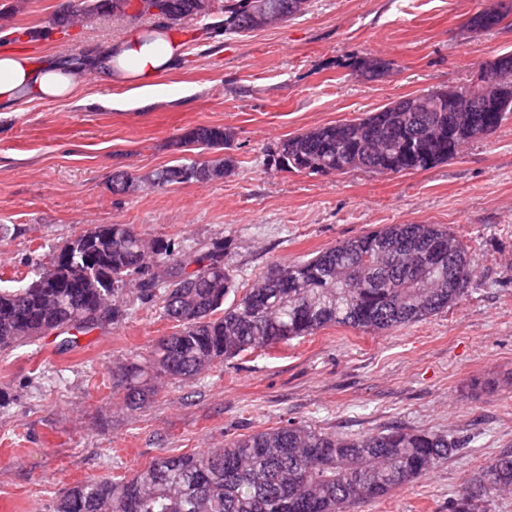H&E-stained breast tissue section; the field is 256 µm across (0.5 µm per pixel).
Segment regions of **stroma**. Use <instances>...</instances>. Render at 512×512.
<instances>
[{
	"mask_svg": "<svg viewBox=\"0 0 512 512\" xmlns=\"http://www.w3.org/2000/svg\"><path fill=\"white\" fill-rule=\"evenodd\" d=\"M66 0H0L12 11L0 48L35 62L78 55L148 28L105 17L53 29ZM479 0H311L308 10L245 35L182 25L183 53L158 82L178 99L108 109L110 90L87 75L82 98L0 114V285L35 278L56 247L100 224L186 246L232 242L228 263L246 288L274 262H291L385 224H438L472 254L459 301L428 319L374 335L331 326L249 352L192 381L158 380L127 409L115 365L148 355L171 333L153 306L121 327L54 337L0 354V512H51L73 485L128 477L161 455L223 447L290 420L340 436L393 425L464 441L457 455L353 512H448L489 457L512 451V118L494 137L426 170L372 174L282 171L268 165L283 139L352 120L395 99L467 84L512 26L467 27ZM391 62L372 79L354 58ZM200 125L233 128L234 173L119 195L114 172L175 164L173 142Z\"/></svg>",
	"mask_w": 512,
	"mask_h": 512,
	"instance_id": "1",
	"label": "stroma"
}]
</instances>
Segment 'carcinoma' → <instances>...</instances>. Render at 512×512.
Masks as SVG:
<instances>
[{
    "label": "carcinoma",
    "mask_w": 512,
    "mask_h": 512,
    "mask_svg": "<svg viewBox=\"0 0 512 512\" xmlns=\"http://www.w3.org/2000/svg\"><path fill=\"white\" fill-rule=\"evenodd\" d=\"M134 0L68 2L55 17L70 27L102 15L127 16ZM251 0H156L157 18L174 25L209 19L226 33L254 30ZM283 20L304 13L309 0H264ZM508 13L484 6L472 28L493 31ZM356 68L371 78L390 63L362 57ZM505 96L470 108L486 83ZM420 100L424 112H400L390 103L352 121L320 125L280 142L268 154L285 171L330 174L364 170L399 174L456 158L477 140L478 122L498 130L512 115V51H502L456 88L448 109L428 90L397 100ZM235 132L226 126L195 127L174 145L216 152L209 160L185 158L142 175L112 174V192L184 183L207 184L234 173L227 153ZM84 249L59 270L60 287L0 288V353L43 338L46 330L87 334L122 326L139 306H156L175 331L161 338L150 358L115 367L126 404L141 407L155 392L151 380H192L245 352L315 335L331 325L379 334L427 319L465 293L449 270L474 275L468 249L438 224H387L292 263H273L229 307L237 292L225 258L232 242L215 240L189 252L171 239L147 240L126 224H100L82 232ZM460 441L430 431L390 427L376 434L342 437L309 424L287 423L244 435L224 447L160 456L129 478L75 484L53 512H350L426 477L456 455ZM512 489V452L489 458L453 501L451 512H487L489 498Z\"/></svg>",
    "instance_id": "obj_1"
}]
</instances>
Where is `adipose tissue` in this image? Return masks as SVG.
<instances>
[{
	"mask_svg": "<svg viewBox=\"0 0 512 512\" xmlns=\"http://www.w3.org/2000/svg\"><path fill=\"white\" fill-rule=\"evenodd\" d=\"M183 43L171 30H134L107 42L87 58H59L37 65L15 51L0 52V109L17 111L42 101L75 97L87 74L107 87H128L130 94H159V76L172 68Z\"/></svg>",
	"mask_w": 512,
	"mask_h": 512,
	"instance_id": "obj_1",
	"label": "adipose tissue"
}]
</instances>
